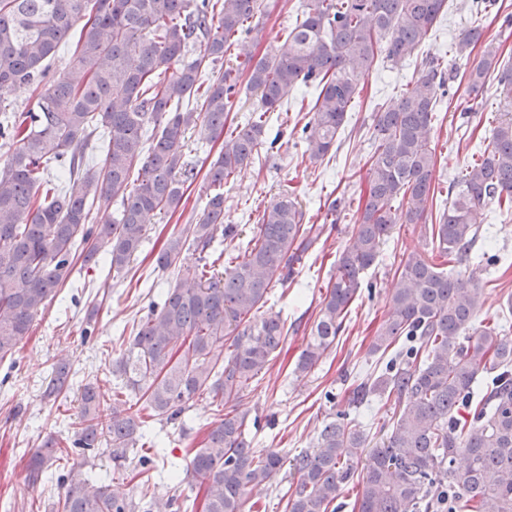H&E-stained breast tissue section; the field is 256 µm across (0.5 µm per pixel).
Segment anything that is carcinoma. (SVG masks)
<instances>
[{
  "instance_id": "carcinoma-1",
  "label": "carcinoma",
  "mask_w": 512,
  "mask_h": 512,
  "mask_svg": "<svg viewBox=\"0 0 512 512\" xmlns=\"http://www.w3.org/2000/svg\"><path fill=\"white\" fill-rule=\"evenodd\" d=\"M445 0H308L284 41L255 57L245 41L260 0H0V361L28 336L33 322L71 278L76 263L105 256L119 272L141 249L154 214L174 213L198 171L185 159L188 130L224 143L206 179L211 189L195 225L202 254L216 237L232 242L238 225L224 223V184L272 149L265 115L283 109L295 85L312 89L300 140L312 160L337 150L356 99L377 59L403 65L429 36ZM79 39L61 75L51 67L77 22ZM485 42L478 24L453 45L469 55ZM197 55H192L194 48ZM235 65L222 66L231 49ZM488 49L465 73L471 87L495 71ZM500 118L491 143L468 162L448 190L450 202L431 225L436 257L471 260L476 214L512 210V68L498 78ZM439 60H421L411 92L373 115L369 190L352 242L336 255L309 339L295 371L312 370L336 345L348 307L367 287L364 271L398 224L422 223L433 207L435 148L430 133L446 95ZM19 85L39 89L26 111L10 108ZM259 97L257 114L225 130L241 91ZM201 102L196 109L190 106ZM100 148L101 165L86 164ZM138 169L137 185L129 177ZM117 206L112 222L92 210ZM296 197L281 193L256 216L255 236L235 246L223 271L204 264L183 275L133 329L112 376L137 397L112 399L96 382L80 392L81 427L72 445L64 497L48 512H151L82 477L87 454L142 471L153 461L129 455L148 419L176 421L186 404L207 394L224 411L193 449L190 472L203 490L201 512H245L251 489L267 485L289 464L298 477L284 494L285 512H336L333 504L357 482V512H512V336L479 319L483 289L411 254L371 342L384 367L352 391L349 407L375 396L394 406L382 446L348 410L327 415L312 447L293 458L253 448L242 400L288 336L279 314L257 317L272 288L294 280L312 244ZM181 237L173 234L156 267L176 265ZM233 351L224 355V345ZM185 349L188 358L173 360ZM72 363L52 368L42 397L55 401L72 384ZM63 441L47 438L30 458L27 480L65 460Z\"/></svg>"
}]
</instances>
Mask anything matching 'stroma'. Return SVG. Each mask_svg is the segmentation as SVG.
<instances>
[{
	"label": "stroma",
	"mask_w": 512,
	"mask_h": 512,
	"mask_svg": "<svg viewBox=\"0 0 512 512\" xmlns=\"http://www.w3.org/2000/svg\"><path fill=\"white\" fill-rule=\"evenodd\" d=\"M498 2V8L486 12L481 23L498 49L500 65L506 66L512 64V27L504 17L512 15V0ZM302 5L303 0H262L247 36L256 54L284 40L289 16ZM471 22L469 0H448L433 32L415 52L416 58L442 59L450 77L449 92L431 132L438 157L434 184L439 191L447 190L472 150L488 145L495 120L496 80L470 91L462 75L472 60L450 51L451 41ZM414 70V60L398 69L376 64L341 135V146L331 158L310 161L298 135L287 132L276 148L260 151L254 163L224 187L225 220L239 226L242 240L254 235L253 212L270 206L284 190L297 197L314 235L294 282L286 288L275 286L264 306L265 311L279 313L291 330L269 367L258 375L254 392L241 404L242 411L258 420L255 447L292 455L313 445L330 409L326 392L346 402L359 378L382 366L370 344L384 319L403 256H427L433 250L427 225L396 227L364 275L374 284L372 293H361L351 303L335 348L310 372L295 373L335 272L336 253L356 231L354 213L368 189L372 115L378 107L395 102L400 92L412 89ZM221 147L218 141L203 144L197 133H190L184 153L201 175L187 189L185 205L175 213L150 217L142 248L122 272L110 269L105 261L88 271L74 270L71 284L61 288L44 315L36 318L13 358L0 362V512H31L32 502L55 501L64 494L55 469L48 471L44 483L29 485L25 479L28 460L42 440L72 435L81 421V385L93 375L102 390L113 386L112 362L125 349V330L146 315L159 291L180 281L181 271L198 265L194 226L210 193L204 174ZM336 200L342 206L329 214ZM477 225L478 249L495 255L497 261L490 265L473 261L460 273L484 290L482 318L512 326L506 306L512 296V216L485 210L479 213ZM173 234L182 238L184 248L177 266L163 272L156 267V257ZM61 359L72 362L76 375L66 396L52 404L42 399L41 392ZM181 419L178 426L153 422L150 435L162 455L185 464L188 449L197 447L201 439V428L217 421V407L210 397L202 396L190 401Z\"/></svg>",
	"instance_id": "stroma-1"
}]
</instances>
